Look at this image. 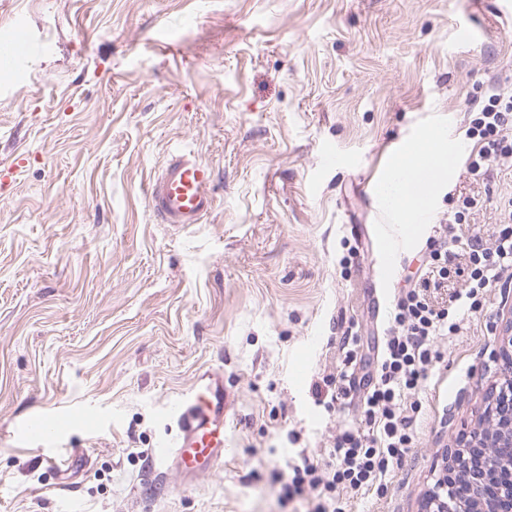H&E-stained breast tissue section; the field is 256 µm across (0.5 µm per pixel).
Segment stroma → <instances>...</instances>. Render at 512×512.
I'll use <instances>...</instances> for the list:
<instances>
[{"mask_svg": "<svg viewBox=\"0 0 512 512\" xmlns=\"http://www.w3.org/2000/svg\"><path fill=\"white\" fill-rule=\"evenodd\" d=\"M2 24L41 51L0 67V512H307L286 462L370 428L360 392L314 385L375 375L391 325L376 298L413 283L437 225L491 242L512 195V172L468 173L463 132L512 84V0H0ZM433 133L457 159L380 284V227L407 214L367 192ZM177 146L215 170L198 224L148 204ZM471 195L482 208L448 224ZM510 308L512 270L438 340L414 448L379 489L344 493L350 512H418L479 425ZM209 368L233 417L223 461L185 490L156 450ZM69 413L61 475L17 428Z\"/></svg>", "mask_w": 512, "mask_h": 512, "instance_id": "stroma-1", "label": "stroma"}]
</instances>
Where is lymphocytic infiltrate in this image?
I'll use <instances>...</instances> for the list:
<instances>
[{"label":"lymphocytic infiltrate","instance_id":"1","mask_svg":"<svg viewBox=\"0 0 512 512\" xmlns=\"http://www.w3.org/2000/svg\"><path fill=\"white\" fill-rule=\"evenodd\" d=\"M465 136L472 143L468 170L479 178L492 165L512 162V90H491L467 118ZM468 272L462 289L448 306L430 304L427 291L441 287L451 274L448 235L430 240L415 282L395 297L394 324L378 363L379 378L363 396L373 423L366 434L344 429L336 438L328 464L310 458L292 464L286 495H307L313 512H344L341 491H368L400 464L414 445V419L408 402L438 359L436 342L455 333L462 311L482 308L485 295L501 273L512 269V199L504 204L499 229L489 245L470 244Z\"/></svg>","mask_w":512,"mask_h":512}]
</instances>
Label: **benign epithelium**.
Wrapping results in <instances>:
<instances>
[{"label": "benign epithelium", "mask_w": 512, "mask_h": 512, "mask_svg": "<svg viewBox=\"0 0 512 512\" xmlns=\"http://www.w3.org/2000/svg\"><path fill=\"white\" fill-rule=\"evenodd\" d=\"M504 339L499 350L503 377L496 386L495 400L485 410V425L471 435L461 448L450 455L449 476L443 477L439 493L428 494L421 512H512V478L498 481L486 468V449L493 437L496 447L502 449L498 465L512 467V310L503 327ZM468 487V494L476 507L468 508L454 495L456 482Z\"/></svg>", "instance_id": "1"}]
</instances>
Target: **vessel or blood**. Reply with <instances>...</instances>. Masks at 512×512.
<instances>
[{
    "label": "vessel or blood",
    "instance_id": "obj_1",
    "mask_svg": "<svg viewBox=\"0 0 512 512\" xmlns=\"http://www.w3.org/2000/svg\"><path fill=\"white\" fill-rule=\"evenodd\" d=\"M456 148L445 141L439 157L422 158L405 170L406 195L414 206V218L401 225L396 237L377 241L374 260L379 277L391 280L401 253L414 241L417 225L431 223L433 213L427 195L436 165L453 164ZM153 215L163 224H198L214 208V171L194 152L179 148L172 152L162 173L146 189ZM232 407L224 391V373L211 369L202 373L174 412L177 430L172 441L162 443L157 455L183 477L194 480L210 471L224 455V429ZM68 422L47 424L41 419L26 420L24 440L42 447L65 435Z\"/></svg>",
    "mask_w": 512,
    "mask_h": 512
}]
</instances>
